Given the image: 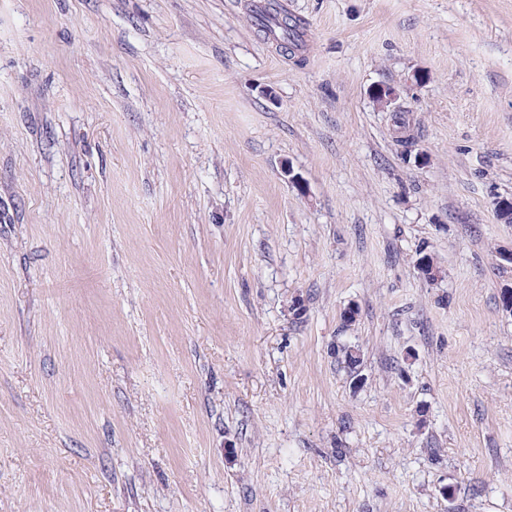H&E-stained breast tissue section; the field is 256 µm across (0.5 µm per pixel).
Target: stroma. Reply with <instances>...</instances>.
<instances>
[{
    "label": "stroma",
    "mask_w": 512,
    "mask_h": 512,
    "mask_svg": "<svg viewBox=\"0 0 512 512\" xmlns=\"http://www.w3.org/2000/svg\"><path fill=\"white\" fill-rule=\"evenodd\" d=\"M259 2L0 0V512H512V0ZM263 22L260 29L272 38L281 48L286 50H298L301 42V28L296 21L281 12L277 0H266L260 5L258 11Z\"/></svg>",
    "instance_id": "obj_1"
}]
</instances>
